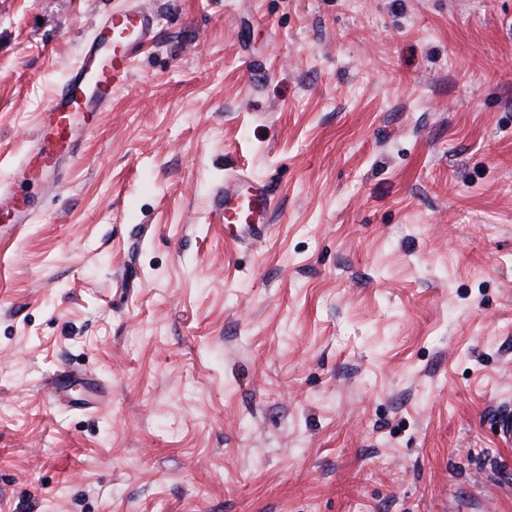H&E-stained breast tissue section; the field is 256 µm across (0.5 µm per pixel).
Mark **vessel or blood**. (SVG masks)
Listing matches in <instances>:
<instances>
[{
    "instance_id": "b4317fda",
    "label": "vessel or blood",
    "mask_w": 512,
    "mask_h": 512,
    "mask_svg": "<svg viewBox=\"0 0 512 512\" xmlns=\"http://www.w3.org/2000/svg\"><path fill=\"white\" fill-rule=\"evenodd\" d=\"M156 38L155 14L141 0H130L105 15L84 40L77 61L38 113L25 150L12 161L8 181L0 184V216L9 224L34 222L35 195L64 184L68 163L80 157L86 136L110 109L113 92L127 83L136 49ZM277 207L269 184L229 165L209 214L212 223L234 227L233 243L248 244L269 236Z\"/></svg>"
}]
</instances>
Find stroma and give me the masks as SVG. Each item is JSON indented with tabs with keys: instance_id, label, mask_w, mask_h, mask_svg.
<instances>
[{
	"instance_id": "obj_1",
	"label": "stroma",
	"mask_w": 512,
	"mask_h": 512,
	"mask_svg": "<svg viewBox=\"0 0 512 512\" xmlns=\"http://www.w3.org/2000/svg\"><path fill=\"white\" fill-rule=\"evenodd\" d=\"M126 4L0 0V182ZM144 4L0 247V512H512V0ZM229 162L263 242L206 219ZM156 38L155 14L136 0L105 15L84 40L78 60L38 113L25 150L11 162L8 181L0 184V216L7 224L35 221V195L64 184L67 164L81 156L113 92L127 83L135 50Z\"/></svg>"
}]
</instances>
